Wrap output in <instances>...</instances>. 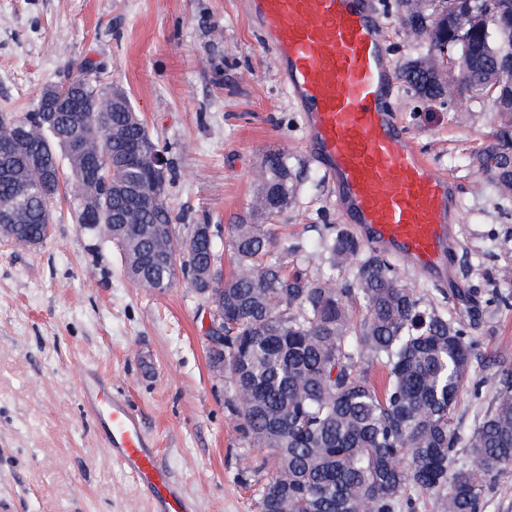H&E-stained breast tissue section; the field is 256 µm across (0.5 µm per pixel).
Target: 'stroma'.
<instances>
[{
  "label": "stroma",
  "instance_id": "obj_1",
  "mask_svg": "<svg viewBox=\"0 0 512 512\" xmlns=\"http://www.w3.org/2000/svg\"><path fill=\"white\" fill-rule=\"evenodd\" d=\"M373 2L394 69L426 56L393 0ZM86 59L167 146L177 172L169 205L189 222L226 229L248 219L254 171L268 153H286L299 182L276 219L279 238L305 245L309 275L328 276L322 240L359 229L345 224L238 0H0V113L32 110ZM393 109L434 172L456 179L461 240L450 280L399 277L422 302L470 320L485 365H512V302H488L512 293V191L478 161L499 119L488 99L425 104L401 83ZM208 321L188 281L158 291L128 278L120 248L76 224L71 199L55 202L42 245L0 238V512H150L83 409L90 371L128 396L195 512H259L267 452L244 435L231 384L210 364Z\"/></svg>",
  "mask_w": 512,
  "mask_h": 512
}]
</instances>
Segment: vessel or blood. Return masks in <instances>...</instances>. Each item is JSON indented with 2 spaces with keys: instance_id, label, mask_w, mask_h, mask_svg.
<instances>
[{
  "instance_id": "1",
  "label": "vessel or blood",
  "mask_w": 512,
  "mask_h": 512,
  "mask_svg": "<svg viewBox=\"0 0 512 512\" xmlns=\"http://www.w3.org/2000/svg\"><path fill=\"white\" fill-rule=\"evenodd\" d=\"M270 50L305 141L336 187L345 223L360 225L378 253L432 279L460 248L456 183L436 175L392 117L396 81L371 0H243ZM83 406L113 457L149 495L154 512H192L128 397L87 373Z\"/></svg>"
}]
</instances>
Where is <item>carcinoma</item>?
Here are the masks:
<instances>
[{
  "instance_id": "cac0c4a2",
  "label": "carcinoma",
  "mask_w": 512,
  "mask_h": 512,
  "mask_svg": "<svg viewBox=\"0 0 512 512\" xmlns=\"http://www.w3.org/2000/svg\"><path fill=\"white\" fill-rule=\"evenodd\" d=\"M403 25L429 45L399 79L416 96H442L437 64L462 77L461 90L489 99L500 118L483 170L512 189V0H395ZM68 90L86 112L79 132L97 141L100 170L96 209L76 202L81 227L103 231L121 248L130 278L163 290L177 274L213 299L224 327V372L239 404L244 433L269 451L273 470L258 488L261 512H486L500 475L512 467V365L493 373L495 391L477 424L462 433L453 415L464 388L480 399L473 379L477 342L465 320L422 303L381 255H363L352 235L333 233L322 245L331 268L354 267L352 279L311 277L288 254L269 224H233L227 241L233 271L224 277L217 239L221 227L175 216L168 193L173 162L154 175L168 154L152 138L127 93L101 84L97 66L70 67ZM41 112L0 114V140L17 127L33 131L21 154L0 157V204L22 210L26 228L0 235L22 247L48 236L53 197L30 173V158L55 165L68 151L70 113L55 131H37ZM257 210L267 220L294 202L297 174L288 155L265 156L256 175ZM150 202L125 224L113 219L124 199ZM278 298L281 305L271 306ZM361 299L365 313L353 321ZM386 369L375 384L366 366Z\"/></svg>"
}]
</instances>
